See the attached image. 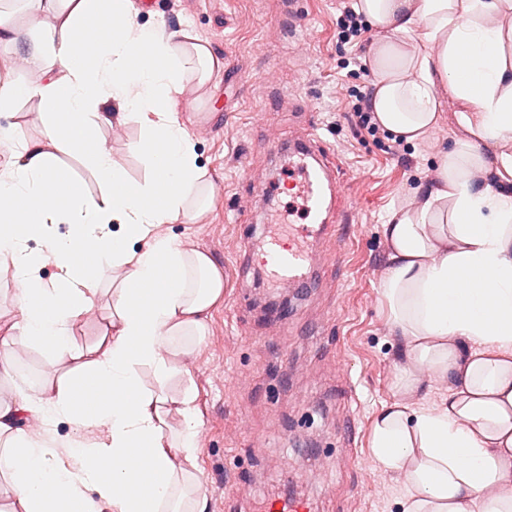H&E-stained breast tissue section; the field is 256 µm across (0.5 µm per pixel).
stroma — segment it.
<instances>
[{
  "label": "stroma",
  "instance_id": "35a3bbf8",
  "mask_svg": "<svg viewBox=\"0 0 512 512\" xmlns=\"http://www.w3.org/2000/svg\"><path fill=\"white\" fill-rule=\"evenodd\" d=\"M352 0H300L289 26L280 0H156L139 20L165 19L207 42L219 61L205 94L187 89L178 110L196 141L213 197L202 217L170 234L205 253L224 278L206 335L171 390L193 386L197 462L207 512H264L268 501L306 499L312 512H399L389 477L371 468L372 419L393 398L400 345L388 329L379 284L388 266L381 226L390 206L427 182L438 150L459 135L444 120L428 143L396 145L351 114L376 30L343 42L337 20ZM317 135L342 165L333 237L316 256L340 253L307 295L278 287L263 264L260 231L282 242L304 223L289 190L283 144ZM90 135L131 180L146 174L133 149L137 123H103Z\"/></svg>",
  "mask_w": 512,
  "mask_h": 512
}]
</instances>
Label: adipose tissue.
Wrapping results in <instances>:
<instances>
[{"label": "adipose tissue", "instance_id": "adipose-tissue-1", "mask_svg": "<svg viewBox=\"0 0 512 512\" xmlns=\"http://www.w3.org/2000/svg\"><path fill=\"white\" fill-rule=\"evenodd\" d=\"M40 30L28 39L0 12V46L53 56L33 85L0 78V112L38 99L46 133L13 142L0 165V272L16 314L0 337V376L12 346L38 350L46 372L0 394V512H206L195 449L196 393L172 378L204 336L224 280L203 252L163 225L200 216L206 171L177 112L188 84L204 89L219 62L188 30L138 20L137 0H24ZM377 29L365 64L378 125L420 145L447 101L462 134L440 150L431 181L392 205L382 233L380 294L402 345L394 399L374 419L370 462L394 478L401 512H512V0H355ZM101 36L90 42L88 28ZM116 109L136 120L148 172L131 181L102 144L57 122L93 128ZM81 156L98 196L57 204L59 154ZM71 227L60 238L57 227ZM39 248H29V240ZM122 272L112 322L78 346L74 329L103 290L80 257ZM53 266L56 275L43 279ZM149 370L156 386L142 384ZM104 392L87 405L86 390ZM180 427H172L171 416ZM71 433L58 440V424Z\"/></svg>", "mask_w": 512, "mask_h": 512}]
</instances>
